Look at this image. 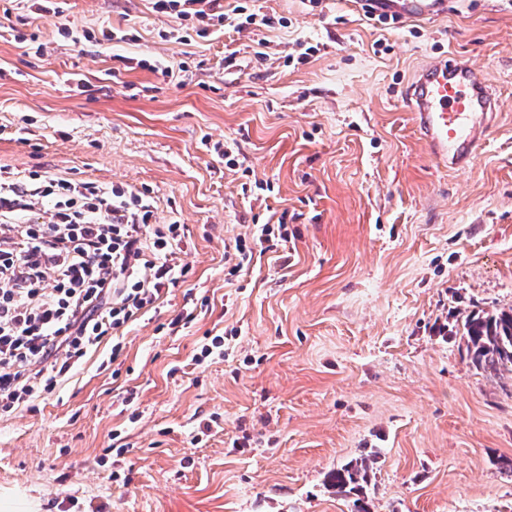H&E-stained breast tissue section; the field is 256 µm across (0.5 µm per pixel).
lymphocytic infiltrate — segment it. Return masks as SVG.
<instances>
[{
    "mask_svg": "<svg viewBox=\"0 0 512 512\" xmlns=\"http://www.w3.org/2000/svg\"><path fill=\"white\" fill-rule=\"evenodd\" d=\"M203 24L223 0H154ZM52 200L49 221L30 214ZM146 194L36 171L0 175V415L51 394L109 336L144 315L178 264L181 225L157 224Z\"/></svg>",
    "mask_w": 512,
    "mask_h": 512,
    "instance_id": "1",
    "label": "lymphocytic infiltrate"
}]
</instances>
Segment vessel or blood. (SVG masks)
Here are the masks:
<instances>
[{
	"mask_svg": "<svg viewBox=\"0 0 512 512\" xmlns=\"http://www.w3.org/2000/svg\"><path fill=\"white\" fill-rule=\"evenodd\" d=\"M379 13L405 22L446 16L449 0H376ZM405 103L430 154L448 169L470 165L502 109L484 71L456 55L424 62L405 92Z\"/></svg>",
	"mask_w": 512,
	"mask_h": 512,
	"instance_id": "obj_1",
	"label": "vessel or blood"
}]
</instances>
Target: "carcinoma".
Returning <instances> with one entry per match:
<instances>
[{
  "label": "carcinoma",
  "mask_w": 512,
  "mask_h": 512,
  "mask_svg": "<svg viewBox=\"0 0 512 512\" xmlns=\"http://www.w3.org/2000/svg\"><path fill=\"white\" fill-rule=\"evenodd\" d=\"M462 336L471 363L479 370L498 374L512 372V311L471 314L462 322ZM375 457L350 461L328 475L336 493L354 495L355 512H368L360 495L368 481L370 463Z\"/></svg>",
  "instance_id": "obj_1"
}]
</instances>
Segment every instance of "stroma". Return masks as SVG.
<instances>
[{
	"instance_id": "obj_1",
	"label": "stroma",
	"mask_w": 512,
	"mask_h": 512,
	"mask_svg": "<svg viewBox=\"0 0 512 512\" xmlns=\"http://www.w3.org/2000/svg\"><path fill=\"white\" fill-rule=\"evenodd\" d=\"M241 2L278 25L0 0V169L148 193L189 267L118 359L102 344L0 417V492L44 512H353L326 476L373 453L370 512H512V374L475 369L461 335L512 309V7L383 24L357 0ZM448 53L504 103L463 172L404 102ZM279 222L287 244L232 272L235 238ZM216 336L223 356L200 358Z\"/></svg>"
}]
</instances>
